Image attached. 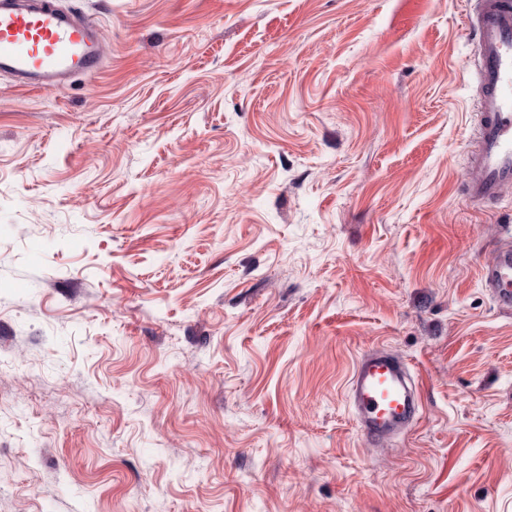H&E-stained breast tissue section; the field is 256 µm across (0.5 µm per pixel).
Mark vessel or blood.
I'll use <instances>...</instances> for the list:
<instances>
[{
	"label": "vessel or blood",
	"mask_w": 512,
	"mask_h": 512,
	"mask_svg": "<svg viewBox=\"0 0 512 512\" xmlns=\"http://www.w3.org/2000/svg\"><path fill=\"white\" fill-rule=\"evenodd\" d=\"M465 24L476 45L478 83L475 150L465 173L470 201L493 204L512 186V0H475ZM103 66L97 29L56 0H0V74L18 86L55 91L76 75ZM481 268V282L497 305L512 308V232ZM357 429L368 445L407 432L421 415L418 382L389 350H366L353 368L347 394Z\"/></svg>",
	"instance_id": "1"
}]
</instances>
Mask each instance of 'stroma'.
Masks as SVG:
<instances>
[{
    "instance_id": "obj_1",
    "label": "stroma",
    "mask_w": 512,
    "mask_h": 512,
    "mask_svg": "<svg viewBox=\"0 0 512 512\" xmlns=\"http://www.w3.org/2000/svg\"><path fill=\"white\" fill-rule=\"evenodd\" d=\"M471 3L59 0L104 64L0 75V512H512ZM376 345L422 415L374 448ZM347 402L359 433L370 446L386 444L407 432L422 409L418 382L409 365L380 346L357 359Z\"/></svg>"
}]
</instances>
